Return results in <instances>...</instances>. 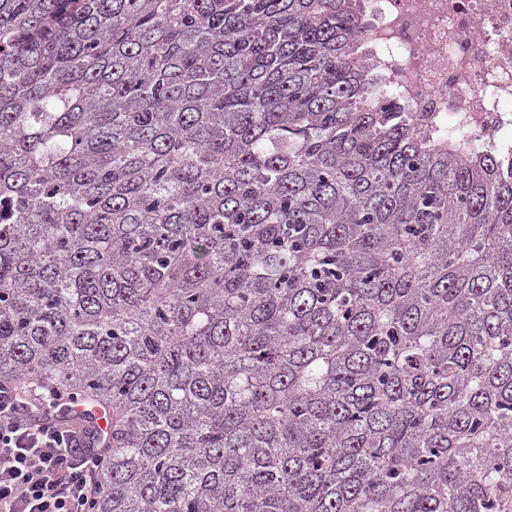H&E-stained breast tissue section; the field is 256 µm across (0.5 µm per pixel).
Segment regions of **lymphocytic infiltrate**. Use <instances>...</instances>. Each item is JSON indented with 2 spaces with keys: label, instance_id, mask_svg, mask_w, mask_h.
<instances>
[{
  "label": "lymphocytic infiltrate",
  "instance_id": "f902f5d3",
  "mask_svg": "<svg viewBox=\"0 0 512 512\" xmlns=\"http://www.w3.org/2000/svg\"><path fill=\"white\" fill-rule=\"evenodd\" d=\"M65 407L52 395L0 388V512H92L101 461L82 450Z\"/></svg>",
  "mask_w": 512,
  "mask_h": 512
}]
</instances>
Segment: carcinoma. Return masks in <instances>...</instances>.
<instances>
[{
    "mask_svg": "<svg viewBox=\"0 0 512 512\" xmlns=\"http://www.w3.org/2000/svg\"><path fill=\"white\" fill-rule=\"evenodd\" d=\"M363 2L0 0V387L108 412L94 512H512V159Z\"/></svg>",
    "mask_w": 512,
    "mask_h": 512,
    "instance_id": "obj_1",
    "label": "carcinoma"
}]
</instances>
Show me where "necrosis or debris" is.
<instances>
[{
	"label": "necrosis or debris",
	"instance_id": "necrosis-or-debris-1",
	"mask_svg": "<svg viewBox=\"0 0 512 512\" xmlns=\"http://www.w3.org/2000/svg\"><path fill=\"white\" fill-rule=\"evenodd\" d=\"M363 38L422 129L512 153V0H376Z\"/></svg>",
	"mask_w": 512,
	"mask_h": 512
}]
</instances>
